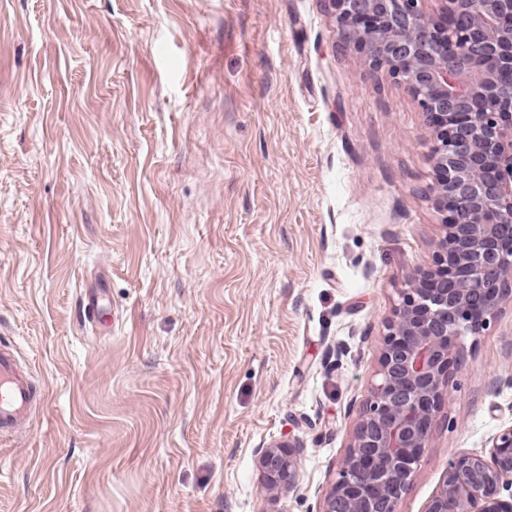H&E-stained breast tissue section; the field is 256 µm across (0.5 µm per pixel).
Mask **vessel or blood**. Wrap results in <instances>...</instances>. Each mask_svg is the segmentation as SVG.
Segmentation results:
<instances>
[{
  "mask_svg": "<svg viewBox=\"0 0 512 512\" xmlns=\"http://www.w3.org/2000/svg\"><path fill=\"white\" fill-rule=\"evenodd\" d=\"M88 321L105 314L104 291L92 288L83 300ZM36 388L32 375L23 369L13 347L0 343V437L21 438L30 431Z\"/></svg>",
  "mask_w": 512,
  "mask_h": 512,
  "instance_id": "b4317fda",
  "label": "vessel or blood"
}]
</instances>
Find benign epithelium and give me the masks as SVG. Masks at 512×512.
Returning a JSON list of instances; mask_svg holds the SVG:
<instances>
[{
	"label": "benign epithelium",
	"instance_id": "1",
	"mask_svg": "<svg viewBox=\"0 0 512 512\" xmlns=\"http://www.w3.org/2000/svg\"><path fill=\"white\" fill-rule=\"evenodd\" d=\"M340 41L363 52L417 101L433 126L437 202L450 213L438 266L400 292L369 398L322 512H398L448 397L480 333L512 298V0H328ZM301 445L256 451L274 490L298 481ZM509 495H503V492ZM424 512H512V425L483 453L448 461Z\"/></svg>",
	"mask_w": 512,
	"mask_h": 512
}]
</instances>
